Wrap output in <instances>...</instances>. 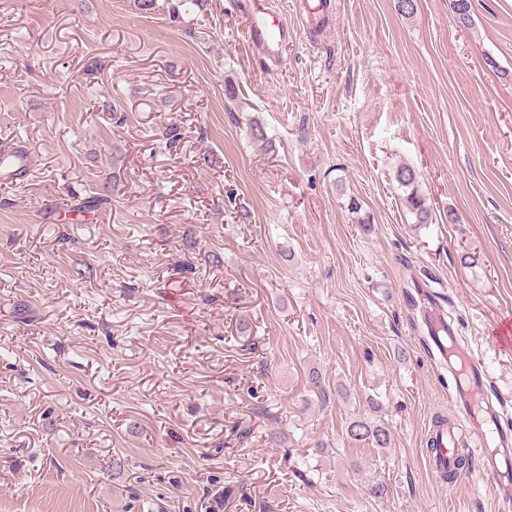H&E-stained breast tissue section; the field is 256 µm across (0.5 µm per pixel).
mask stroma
Instances as JSON below:
<instances>
[{
    "label": "stroma",
    "mask_w": 512,
    "mask_h": 512,
    "mask_svg": "<svg viewBox=\"0 0 512 512\" xmlns=\"http://www.w3.org/2000/svg\"><path fill=\"white\" fill-rule=\"evenodd\" d=\"M451 2L273 0V61L246 0H0V512H501L429 469L454 380L410 305L438 281L512 426V0ZM264 8L259 0H252L246 13L243 29L246 40L268 59L277 58L288 41V29L275 21L272 10ZM420 172L413 166L401 163L394 171V179L403 191L407 210L415 217L416 223L429 224L433 221L432 209L419 192ZM488 337L493 346L504 355L512 353V316L500 318L488 330ZM346 434L352 442H367L374 448H388L392 445L390 430L381 420H372L371 417L354 418L349 422Z\"/></svg>",
    "instance_id": "35a3bbf8"
}]
</instances>
